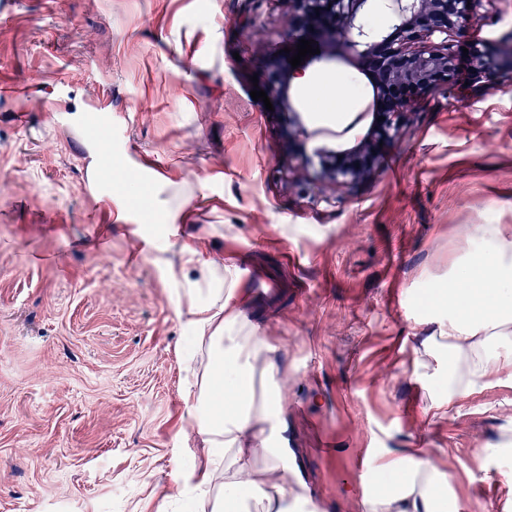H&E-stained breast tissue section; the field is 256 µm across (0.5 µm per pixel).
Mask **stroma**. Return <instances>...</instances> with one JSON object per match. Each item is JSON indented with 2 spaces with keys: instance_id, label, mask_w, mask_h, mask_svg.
Here are the masks:
<instances>
[{
  "instance_id": "obj_1",
  "label": "stroma",
  "mask_w": 512,
  "mask_h": 512,
  "mask_svg": "<svg viewBox=\"0 0 512 512\" xmlns=\"http://www.w3.org/2000/svg\"><path fill=\"white\" fill-rule=\"evenodd\" d=\"M281 0H15L0 22V512H160L191 469L185 332L166 264L135 233L191 211L238 272L248 317L288 375V430L310 512H364L379 458L444 450L458 512H512V382L449 398L423 297L467 225L512 224V79L414 101L376 174L312 182L314 151L353 145L376 89L343 54L303 62L288 107L253 100L285 47ZM512 36V0L465 42ZM346 77L335 112L316 92ZM59 81L70 95L55 102ZM112 107V235L97 233L79 113ZM367 471H360V464Z\"/></svg>"
}]
</instances>
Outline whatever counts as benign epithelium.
<instances>
[{
    "instance_id": "1",
    "label": "benign epithelium",
    "mask_w": 512,
    "mask_h": 512,
    "mask_svg": "<svg viewBox=\"0 0 512 512\" xmlns=\"http://www.w3.org/2000/svg\"><path fill=\"white\" fill-rule=\"evenodd\" d=\"M291 12L285 33L290 44L311 41L323 50L343 52L372 67L377 111L368 132L345 150L319 148L313 179L353 184L375 173L380 142L395 138L409 101L447 86L456 71L458 39L478 18L482 0H283ZM382 9L389 24L373 28L369 17ZM470 71L482 81L512 72V43L495 49L484 42L470 48ZM383 116L385 120L378 121Z\"/></svg>"
}]
</instances>
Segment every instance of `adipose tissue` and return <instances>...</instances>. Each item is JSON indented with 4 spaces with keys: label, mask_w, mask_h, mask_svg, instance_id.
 <instances>
[{
    "label": "adipose tissue",
    "mask_w": 512,
    "mask_h": 512,
    "mask_svg": "<svg viewBox=\"0 0 512 512\" xmlns=\"http://www.w3.org/2000/svg\"><path fill=\"white\" fill-rule=\"evenodd\" d=\"M438 291L436 344L448 346L455 398L492 375L512 381V224H474ZM168 276L185 306L183 329L195 354L184 360V396L193 420V469L176 470V496L194 512H292L295 472L285 460L287 376L275 347L244 313L248 297L235 269L212 253L206 235L182 243ZM500 351H488L491 338ZM391 482L366 512H444L443 464L425 450L380 463Z\"/></svg>",
    "instance_id": "1"
}]
</instances>
